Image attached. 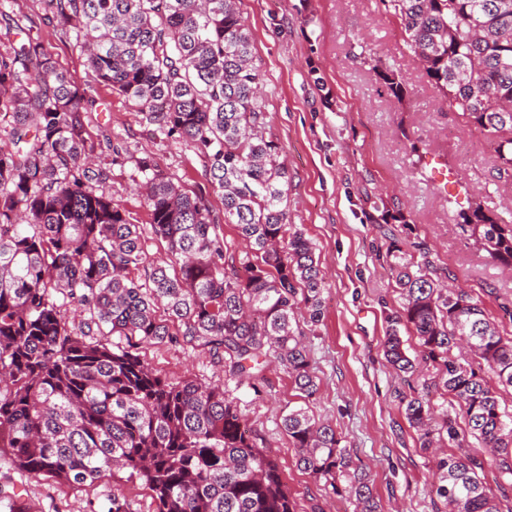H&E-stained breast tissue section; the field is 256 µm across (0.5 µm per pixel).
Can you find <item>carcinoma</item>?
Masks as SVG:
<instances>
[{"instance_id": "1", "label": "carcinoma", "mask_w": 512, "mask_h": 512, "mask_svg": "<svg viewBox=\"0 0 512 512\" xmlns=\"http://www.w3.org/2000/svg\"><path fill=\"white\" fill-rule=\"evenodd\" d=\"M238 0H41L43 16L83 45L98 83L131 102L167 138L204 159L205 176L232 224L262 264H224V236L207 194L188 191L154 157L135 159L152 234L167 244L174 272L149 261L140 224L105 191L110 171L92 162L112 134L90 142L85 114L96 90L73 84L34 34L35 21L0 0V459L30 478L72 487L127 470L154 494L158 512H296L278 464L260 449L237 406L216 386L172 381L133 352L183 341L224 362V374L257 388L265 365L282 367L301 393L317 392L298 327L299 306L320 321L324 275L313 243L288 223V171L265 138L260 69ZM407 50L466 123L495 142L497 174L512 177V0H380ZM373 70L396 99L392 70ZM460 229L512 267V226L482 202ZM388 253L403 299L387 315L384 356L407 381L424 364L489 449L464 448L455 419L426 395L405 398L421 447L446 435L457 451L438 458L436 496L448 512H512L482 479L493 466L512 477V414L486 374L512 388V339L481 304L444 286L429 263ZM127 346L89 343L71 306ZM163 309L165 317L157 315ZM411 328L420 354L403 348ZM476 358L462 363L453 350ZM299 464L356 512L380 504L336 430L302 406L282 417Z\"/></svg>"}]
</instances>
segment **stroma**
Wrapping results in <instances>:
<instances>
[{"label": "stroma", "instance_id": "stroma-1", "mask_svg": "<svg viewBox=\"0 0 512 512\" xmlns=\"http://www.w3.org/2000/svg\"><path fill=\"white\" fill-rule=\"evenodd\" d=\"M13 8L39 21L46 52L75 85L96 87L99 107L86 115V132L97 140L111 130L121 147L124 162H114L108 149L96 160L110 168L107 190L133 223L148 220L133 158L152 155L187 190L205 185L202 158L177 139L159 140L122 96L99 86L74 39L59 23L42 22L40 0H14ZM238 8L262 76L264 135L279 144L288 169V219L311 240L325 276L322 319L301 325L318 390L303 400L274 365L259 388L236 384L200 347L165 344L137 352L167 378L223 386L257 448L278 462L298 512L316 504L325 512L355 509L347 495L333 493L297 463L281 421L303 404L335 427L354 463L366 468L382 512H440L436 457L421 448L402 399L415 389L441 409L450 397L433 369L410 385L383 356L386 315L402 303L386 261L389 238H400L415 260L429 261L449 287L480 300L501 336L512 338V268L463 237L456 217L457 206L475 192L501 223L512 224V181L496 178L489 139L449 111L380 0H239ZM367 46L405 83L403 99L377 81L362 57ZM386 210L402 211L405 223H383ZM115 490L127 512H156L151 491L124 472L72 488L21 477L0 462V492L20 496L31 512H108Z\"/></svg>", "mask_w": 512, "mask_h": 512}]
</instances>
